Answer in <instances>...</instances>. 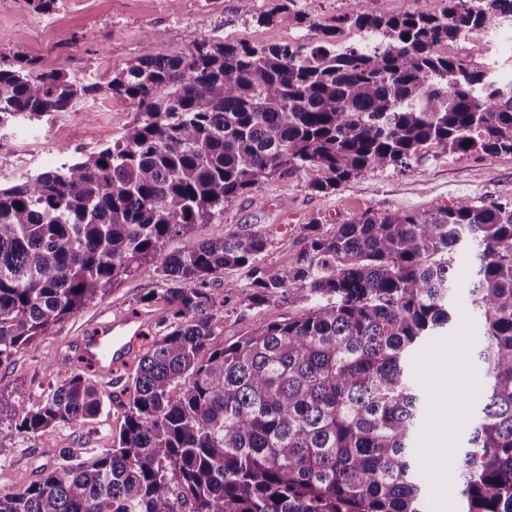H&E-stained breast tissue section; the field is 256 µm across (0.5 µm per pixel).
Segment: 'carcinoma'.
<instances>
[{
	"instance_id": "obj_1",
	"label": "carcinoma",
	"mask_w": 512,
	"mask_h": 512,
	"mask_svg": "<svg viewBox=\"0 0 512 512\" xmlns=\"http://www.w3.org/2000/svg\"><path fill=\"white\" fill-rule=\"evenodd\" d=\"M507 19L512 0H445L435 15L358 13L356 44L336 29L315 46L208 38L115 73L109 89L136 105L138 125L0 186V365L141 269L169 284V324L144 335L112 447L64 457L1 494L0 512H426L412 444L430 399L412 365L456 323L461 293L484 385L460 397L469 434L445 466L458 512H512V201L365 212L330 236L313 226L296 261L274 270L259 264L258 233L159 257L263 177L319 166L330 177L314 189L328 194L406 169L432 145L512 154V80L443 52ZM98 90L32 59L0 63V127ZM228 267L245 284L226 293L250 307L286 299L301 314L213 344L224 301L212 285ZM100 408L78 369L35 410L18 393L13 419L35 436Z\"/></svg>"
}]
</instances>
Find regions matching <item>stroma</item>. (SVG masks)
<instances>
[{"label": "stroma", "mask_w": 512, "mask_h": 512, "mask_svg": "<svg viewBox=\"0 0 512 512\" xmlns=\"http://www.w3.org/2000/svg\"><path fill=\"white\" fill-rule=\"evenodd\" d=\"M443 6V0H289L286 12L267 24L261 17L271 0H58L49 13L36 10L28 0H0L1 60L35 58L44 70H59L99 86L94 96L79 101L71 111L1 128L9 149L0 157V184L59 167L78 152L101 147L133 128L139 118L136 107L113 96L107 84L144 52L166 57L212 36L253 45L315 44L333 28L339 29L341 40L355 43L360 34L347 18L356 11L434 14ZM464 46L479 67L512 78V49L500 34L473 32ZM327 176L326 170L311 166L260 179L247 193L225 203L223 214L212 223L169 238L164 251L189 252L205 240L258 233L267 241L260 264L273 270L295 261L313 224L329 236L366 211L424 213L461 200L475 205L512 200V154H465L433 146L411 168L371 172L342 183L331 194L316 192L314 183ZM166 286V281L149 273L124 277L104 297L39 337L33 350L17 353L0 365V391L9 403L17 392H25L28 407H38L50 390L71 377L76 364L74 339L92 331L108 312L140 309L154 331H163L169 310L162 298ZM149 293L153 301L141 304V297ZM301 311L300 305L285 302L250 307L242 297L230 296L214 315L212 341L217 345L235 341ZM478 348L477 324L468 311H460L448 335L434 337L418 351L415 378L421 387L431 388L440 359L454 353L461 383L476 390L482 384ZM98 385L103 401L93 419L83 425L59 424L38 437L14 429L9 404L0 408V434L12 445L10 453L0 457V493L40 479L61 463L64 454L85 459L111 448L123 422L119 399L125 382L102 379ZM416 447L428 466L430 512H454L456 480L437 465L448 453L436 444L434 421L423 423Z\"/></svg>", "instance_id": "obj_1"}]
</instances>
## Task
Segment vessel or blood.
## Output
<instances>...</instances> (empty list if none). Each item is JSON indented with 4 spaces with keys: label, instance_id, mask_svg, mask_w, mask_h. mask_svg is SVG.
I'll return each instance as SVG.
<instances>
[{
    "label": "vessel or blood",
    "instance_id": "obj_1",
    "mask_svg": "<svg viewBox=\"0 0 512 512\" xmlns=\"http://www.w3.org/2000/svg\"><path fill=\"white\" fill-rule=\"evenodd\" d=\"M144 316L122 314L99 325L96 331L80 337L76 351L90 363L102 378H110L113 370L129 364L139 349Z\"/></svg>",
    "mask_w": 512,
    "mask_h": 512
}]
</instances>
